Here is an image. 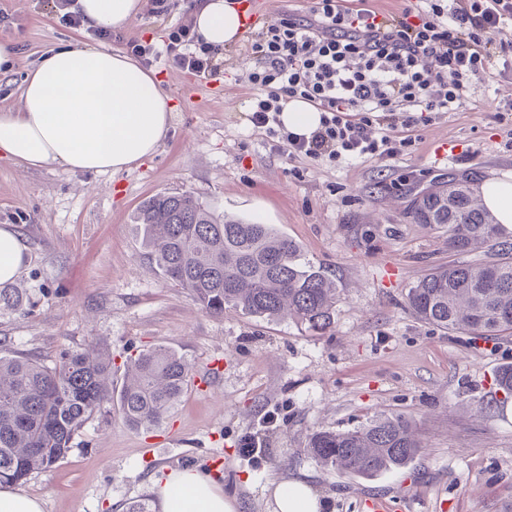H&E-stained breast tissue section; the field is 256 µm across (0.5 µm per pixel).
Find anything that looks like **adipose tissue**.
Returning <instances> with one entry per match:
<instances>
[{"instance_id":"ef3b65f1","label":"adipose tissue","mask_w":512,"mask_h":512,"mask_svg":"<svg viewBox=\"0 0 512 512\" xmlns=\"http://www.w3.org/2000/svg\"><path fill=\"white\" fill-rule=\"evenodd\" d=\"M88 29L119 30L135 21L141 0H75ZM196 33L216 49L243 28L231 0H201ZM174 105L152 70L119 49L86 44L44 53L26 74L21 106L0 113V160L70 172L119 173L152 158L171 128ZM480 193L499 224L512 226V175L483 181ZM163 512H238L217 479L196 468L171 470L155 482ZM272 512H324L326 502L304 480L273 486Z\"/></svg>"}]
</instances>
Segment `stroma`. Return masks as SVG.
Instances as JSON below:
<instances>
[{
  "label": "stroma",
  "instance_id": "35a3bbf8",
  "mask_svg": "<svg viewBox=\"0 0 512 512\" xmlns=\"http://www.w3.org/2000/svg\"><path fill=\"white\" fill-rule=\"evenodd\" d=\"M118 38L62 22L54 0H0V38L17 63L0 78V113L18 109L20 86L44 51L76 42L112 49L137 40L159 49L149 62L177 110L159 152L115 175L71 173L0 161V225L25 246L14 281L24 309L0 310V356L53 365L61 350L105 342L112 384L129 357L175 350L195 367L180 401L151 431L128 426L118 404L89 419L65 459L33 472L20 492L43 512H125L155 498L160 470L216 474L241 512H268L272 480L304 479L328 512H512V398L495 381L512 365V334L483 339L418 319L406 295L432 269L487 259L463 255L446 230L414 223L415 197L451 178L473 185L512 173V75L498 66L472 79L462 107L436 114L394 157L336 166L288 158L249 121L255 62L247 38L227 46L215 76L199 78L162 54L171 26L187 24V0H167ZM455 142L457 161L436 164ZM190 193L215 216L272 225L337 285L333 328L315 334L292 319L202 312L167 282L142 245L136 215L158 193ZM401 415L422 443L408 466L374 477L323 465L308 451L318 430L345 431ZM265 445L259 462L240 453L243 437Z\"/></svg>",
  "mask_w": 512,
  "mask_h": 512
}]
</instances>
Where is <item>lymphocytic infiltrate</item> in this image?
Wrapping results in <instances>:
<instances>
[{"label":"lymphocytic infiltrate","instance_id":"obj_1","mask_svg":"<svg viewBox=\"0 0 512 512\" xmlns=\"http://www.w3.org/2000/svg\"><path fill=\"white\" fill-rule=\"evenodd\" d=\"M511 26L512 0H416L388 19L349 11L340 0H314L307 15L278 18L252 39L250 121L291 158L396 156L412 143L398 129L456 110L470 79L493 62L512 73ZM216 54L192 26L170 28L166 56L176 67L206 75ZM296 99L322 113L307 139L279 119Z\"/></svg>","mask_w":512,"mask_h":512}]
</instances>
